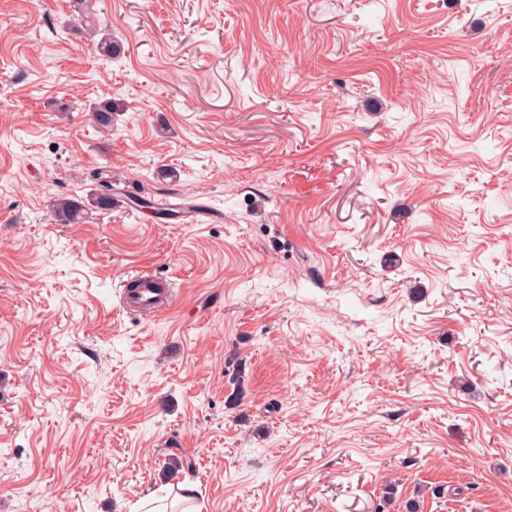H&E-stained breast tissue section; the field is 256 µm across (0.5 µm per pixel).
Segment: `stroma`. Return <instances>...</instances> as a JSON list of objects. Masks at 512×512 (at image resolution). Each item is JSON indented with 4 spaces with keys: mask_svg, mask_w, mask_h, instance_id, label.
<instances>
[{
    "mask_svg": "<svg viewBox=\"0 0 512 512\" xmlns=\"http://www.w3.org/2000/svg\"><path fill=\"white\" fill-rule=\"evenodd\" d=\"M94 8L0 0V512H512V0ZM77 15H73L72 22L77 24L85 34L93 42L97 51L103 55L112 59L113 56L121 53V45L117 41H112V33L102 32L100 28H97L95 22V9L91 1L77 0ZM102 34L97 40L96 37ZM94 180L98 181V192L94 195L92 207L99 210L110 211L114 204L112 197V176L102 171H97L93 175ZM153 189L151 191H145V189L141 190L139 193L144 194L146 197L153 199L157 206H163L162 202L163 198L166 199V196L176 195L177 192L175 189L169 187H157L155 185L152 186ZM139 196L138 194H134L128 197V201L132 203L136 207L140 208H152V202L150 199ZM50 206L54 221L58 224H82L89 209L81 197L68 192L58 193ZM120 303L131 313L154 316L174 301V288L166 278L150 274H123L119 278ZM135 286V288H133Z\"/></svg>",
    "mask_w": 512,
    "mask_h": 512,
    "instance_id": "stroma-1",
    "label": "stroma"
}]
</instances>
